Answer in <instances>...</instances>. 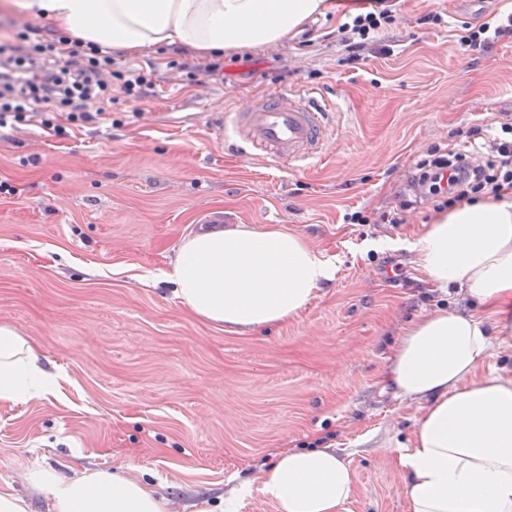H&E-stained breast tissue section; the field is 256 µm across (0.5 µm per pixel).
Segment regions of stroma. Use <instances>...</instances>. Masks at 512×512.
<instances>
[{"label":"stroma","mask_w":512,"mask_h":512,"mask_svg":"<svg viewBox=\"0 0 512 512\" xmlns=\"http://www.w3.org/2000/svg\"><path fill=\"white\" fill-rule=\"evenodd\" d=\"M295 36L209 58L185 47L114 51L143 69L147 98L113 80L106 123L65 110L0 129V323L30 338L59 389L0 403V488L46 512L28 483L123 470L150 482L169 512H274L261 472L285 450L336 448L354 472L350 512H408L395 451L421 410L385 380L409 319L477 302L425 281L410 244L429 204L389 223L415 162L456 130L512 120V39L479 59L454 27L512 0H388L384 55L350 63L337 28L350 0ZM441 12L446 24L423 23ZM278 88L336 102L323 159L283 169L240 155L219 131L225 112ZM362 212L352 224L345 214ZM283 224L336 266V278L288 322L228 333L189 313L157 278L205 217Z\"/></svg>","instance_id":"stroma-1"}]
</instances>
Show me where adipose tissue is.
Wrapping results in <instances>:
<instances>
[{
  "label": "adipose tissue",
  "instance_id": "obj_1",
  "mask_svg": "<svg viewBox=\"0 0 512 512\" xmlns=\"http://www.w3.org/2000/svg\"><path fill=\"white\" fill-rule=\"evenodd\" d=\"M10 10L59 21L83 43L138 53L184 46L202 56L258 50L298 32L332 0H8ZM411 247L425 279L458 286L484 314L433 310L408 323L387 366L405 400L421 404L409 447L398 449L409 512H512V372L482 373L512 347V187L497 199L440 212ZM336 268L282 224L203 232L164 276L200 320L239 333L299 315ZM56 376L29 341L0 324V402L51 394ZM47 512H167L146 480L93 471L30 473ZM274 512H348L352 469L332 448L284 451L262 475Z\"/></svg>",
  "mask_w": 512,
  "mask_h": 512
}]
</instances>
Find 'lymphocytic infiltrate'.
Segmentation results:
<instances>
[{
	"label": "lymphocytic infiltrate",
	"mask_w": 512,
	"mask_h": 512,
	"mask_svg": "<svg viewBox=\"0 0 512 512\" xmlns=\"http://www.w3.org/2000/svg\"><path fill=\"white\" fill-rule=\"evenodd\" d=\"M374 11L346 15L338 32L350 61L362 60L371 51L382 25L396 22L385 0H373ZM512 38V12L494 13L478 25L461 22L457 43L461 50L479 53L496 40ZM26 31L13 43H0V127L25 122L33 112L62 107L71 121H97L91 103L104 99L109 86L105 71L112 66L110 51L98 45L62 57L50 44L28 45ZM462 150L431 147L415 164L409 189L399 196L400 211L427 202L445 209L496 192L500 183H512V123L501 124L495 134L475 124L463 133Z\"/></svg>",
	"instance_id": "1"
}]
</instances>
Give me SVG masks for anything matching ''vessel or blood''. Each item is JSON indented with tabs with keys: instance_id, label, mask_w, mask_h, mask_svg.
<instances>
[{
	"instance_id": "b4317fda",
	"label": "vessel or blood",
	"mask_w": 512,
	"mask_h": 512,
	"mask_svg": "<svg viewBox=\"0 0 512 512\" xmlns=\"http://www.w3.org/2000/svg\"><path fill=\"white\" fill-rule=\"evenodd\" d=\"M330 105L311 94L277 92L229 113L242 154L284 165H306L322 157L332 138Z\"/></svg>"
}]
</instances>
